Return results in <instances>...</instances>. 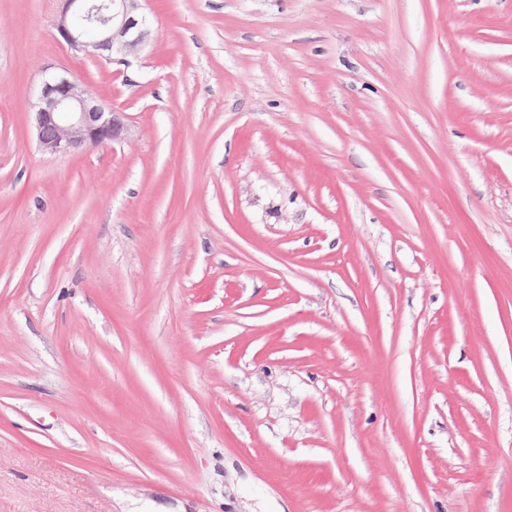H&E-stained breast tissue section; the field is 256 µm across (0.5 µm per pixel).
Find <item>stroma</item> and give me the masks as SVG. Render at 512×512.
<instances>
[{
    "label": "stroma",
    "mask_w": 512,
    "mask_h": 512,
    "mask_svg": "<svg viewBox=\"0 0 512 512\" xmlns=\"http://www.w3.org/2000/svg\"><path fill=\"white\" fill-rule=\"evenodd\" d=\"M0 0V512H512V0ZM127 116L54 156L46 65ZM61 4L55 28L70 49L85 52L108 64L130 66L136 55L157 32L140 11V0H108L106 14L95 24V41L86 39L92 7L88 0H58Z\"/></svg>",
    "instance_id": "obj_1"
}]
</instances>
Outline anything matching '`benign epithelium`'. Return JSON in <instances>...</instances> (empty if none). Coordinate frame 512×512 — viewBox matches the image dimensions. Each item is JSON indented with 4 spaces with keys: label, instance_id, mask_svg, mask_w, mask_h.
<instances>
[{
    "label": "benign epithelium",
    "instance_id": "obj_1",
    "mask_svg": "<svg viewBox=\"0 0 512 512\" xmlns=\"http://www.w3.org/2000/svg\"><path fill=\"white\" fill-rule=\"evenodd\" d=\"M59 2L55 28L60 40L108 64L130 65V57L157 37L140 11V0H108L106 14L95 24L94 41L85 37L92 12L89 0ZM29 109L39 146L53 155L106 145L128 133L125 113L104 104L65 70L45 73Z\"/></svg>",
    "mask_w": 512,
    "mask_h": 512
}]
</instances>
